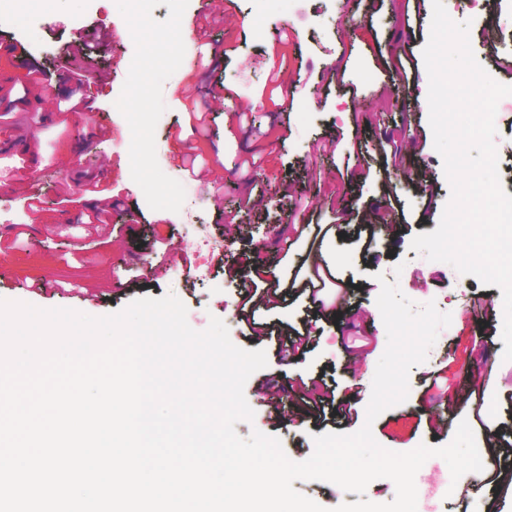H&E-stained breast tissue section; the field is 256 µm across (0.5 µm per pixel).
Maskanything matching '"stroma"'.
Returning <instances> with one entry per match:
<instances>
[{"label": "stroma", "instance_id": "1", "mask_svg": "<svg viewBox=\"0 0 512 512\" xmlns=\"http://www.w3.org/2000/svg\"><path fill=\"white\" fill-rule=\"evenodd\" d=\"M449 16L470 21L473 51L485 62L481 32L494 27L497 14L512 12V0H444ZM236 23L222 14H203L200 0H181L178 13L183 40L155 39L169 30L170 13L158 11L137 23L123 0H59L55 12L37 31L0 25V69L13 68L6 46L19 45L36 69L19 78L15 91L26 98V125H35L40 153L37 170L41 206L17 188L0 183V202L12 206L13 224L0 230V255L12 264L10 281L0 282V299L44 309L71 308L100 317L133 300L175 294L187 308L189 325L207 328L211 317L229 322L238 347L263 349L268 364L244 389L253 422L235 426L239 436L252 431L277 437L294 461L308 458L315 436L357 431L340 415H317L315 389L333 388L340 400H355L365 411L376 366L387 346V333L376 297L379 276H392L416 304L434 302L450 314L446 353L431 368L412 367L406 402L387 409L372 425L376 441L395 452L420 444H448L459 420H467L484 468L465 474L469 493L453 491L438 500V512H512V491L500 493L492 481L496 459L487 451V432L512 424V362L502 359V306L499 287L470 279L460 288L447 263L428 260L412 250L415 235L433 232L450 198L442 156L434 148L428 121V76L422 48L432 16V0H235ZM113 30L99 46L91 70L104 77L93 111L44 112L43 98H66L69 45L80 31ZM401 58L395 70L391 58ZM149 60L152 81L145 102L154 117L147 126L130 119V103L139 89L136 62ZM341 77L328 81L330 71ZM216 81L233 89L223 103L210 101ZM361 92L352 98L347 84ZM106 114L115 138L87 143L95 114ZM501 147L499 178L512 195V96L502 98L496 114ZM407 140L404 167L411 179L384 171L388 138ZM335 140L334 156L320 154L324 141ZM151 152L142 168L132 152L135 141ZM202 146L198 176L181 179L170 161L173 143ZM114 169L105 182L112 221L91 224L96 203L78 177L99 172L102 159ZM285 181L293 198L268 196L265 206L228 224L224 214L246 190L267 189L268 178ZM155 200L146 203L145 191ZM392 202V231H380L376 209ZM301 209L311 226L296 233L293 209ZM350 219L340 228L337 211ZM206 225L212 238L224 241L223 268L193 281L197 245L183 225ZM328 226L318 252H310L315 225ZM371 238L363 248V238ZM291 248H284V241ZM328 269L345 291L338 316L316 308L307 294L292 287L294 275L307 278L313 266ZM284 292L277 302L255 314L257 329L238 317L236 285L266 275ZM124 286L113 289V277ZM311 327L310 351L282 363L277 340L287 331ZM493 365V383L479 372ZM438 371L446 397L431 396L425 380ZM274 388H267L268 380ZM294 489L333 508L366 497L387 503L395 496L390 480L372 481L365 494L347 493L318 480H297Z\"/></svg>", "mask_w": 512, "mask_h": 512}]
</instances>
